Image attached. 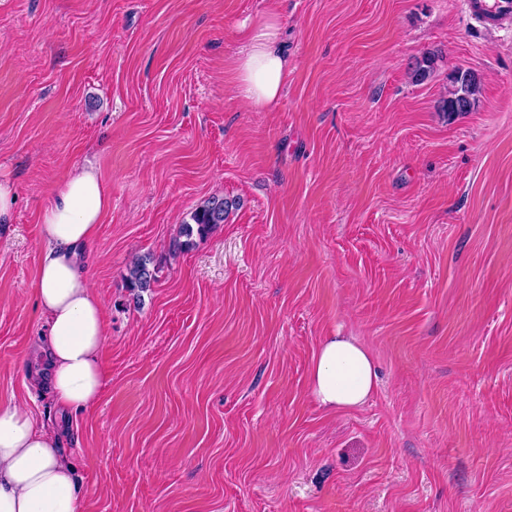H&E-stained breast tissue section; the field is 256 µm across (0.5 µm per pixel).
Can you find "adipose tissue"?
<instances>
[{
    "instance_id": "ef3b65f1",
    "label": "adipose tissue",
    "mask_w": 512,
    "mask_h": 512,
    "mask_svg": "<svg viewBox=\"0 0 512 512\" xmlns=\"http://www.w3.org/2000/svg\"><path fill=\"white\" fill-rule=\"evenodd\" d=\"M231 70L238 99L266 110L279 104L288 81L279 14L242 24ZM111 207L96 168L83 167L57 188L41 216L36 306L45 319L48 364L29 376L67 414L93 406L105 383L103 306L83 254ZM309 384L326 410L356 409L377 385L373 355L351 337H327L313 356ZM60 434L20 407L0 405V512H80L76 469L60 450Z\"/></svg>"
}]
</instances>
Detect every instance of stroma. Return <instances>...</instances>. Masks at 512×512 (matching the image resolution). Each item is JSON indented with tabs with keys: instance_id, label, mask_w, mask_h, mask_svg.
I'll return each instance as SVG.
<instances>
[{
	"instance_id": "stroma-1",
	"label": "stroma",
	"mask_w": 512,
	"mask_h": 512,
	"mask_svg": "<svg viewBox=\"0 0 512 512\" xmlns=\"http://www.w3.org/2000/svg\"><path fill=\"white\" fill-rule=\"evenodd\" d=\"M269 12L290 74L261 111L224 64ZM459 67L480 93L450 117ZM88 165L106 381L65 419L28 380L40 218ZM0 174V403L66 420L82 512H512V24L464 0H0ZM212 196L224 224L174 251ZM334 333L374 356L355 410L309 390ZM15 202L13 184L5 176L0 179V224L12 223ZM126 281L132 290L144 292L152 288L156 277L151 258L146 255H134L127 266Z\"/></svg>"
}]
</instances>
